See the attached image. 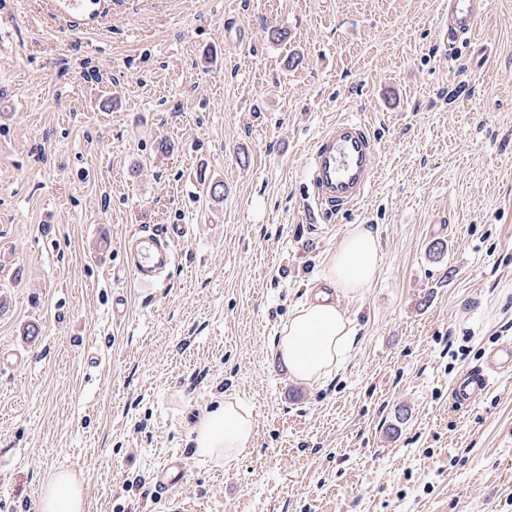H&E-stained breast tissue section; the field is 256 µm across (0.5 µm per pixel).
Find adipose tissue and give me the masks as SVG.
I'll list each match as a JSON object with an SVG mask.
<instances>
[{
  "label": "adipose tissue",
  "instance_id": "ef3b65f1",
  "mask_svg": "<svg viewBox=\"0 0 512 512\" xmlns=\"http://www.w3.org/2000/svg\"><path fill=\"white\" fill-rule=\"evenodd\" d=\"M381 260L376 232L368 225L353 224L328 256L324 276L343 295L360 296L371 288ZM353 344L344 312L319 295L295 308L274 349L294 379L314 383L330 374ZM254 429L251 408L242 401L224 399L193 425L194 453L217 464L229 462L248 447ZM86 508L82 481L70 471L54 474L39 492L37 512H85Z\"/></svg>",
  "mask_w": 512,
  "mask_h": 512
}]
</instances>
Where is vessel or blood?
I'll use <instances>...</instances> for the list:
<instances>
[{
  "label": "vessel or blood",
  "mask_w": 512,
  "mask_h": 512,
  "mask_svg": "<svg viewBox=\"0 0 512 512\" xmlns=\"http://www.w3.org/2000/svg\"><path fill=\"white\" fill-rule=\"evenodd\" d=\"M65 32H81L87 27L105 28L113 9L126 0H46ZM488 0H448V20L443 44L449 54L469 45L479 22L488 11ZM380 142L362 119L348 116L329 123L317 138L309 155L305 177L312 189L306 210L310 218L328 220L336 212L354 207L370 191L375 181L373 162ZM184 225L163 224L127 233L123 241V271L141 288L160 283L176 265L175 242L182 238ZM512 372V347L490 350L481 364L470 368L455 382L452 397L456 405L478 400L498 376ZM185 465L172 457L154 471L152 479L167 512H189L183 498L172 490L183 481Z\"/></svg>",
  "instance_id": "b4317fda"
}]
</instances>
